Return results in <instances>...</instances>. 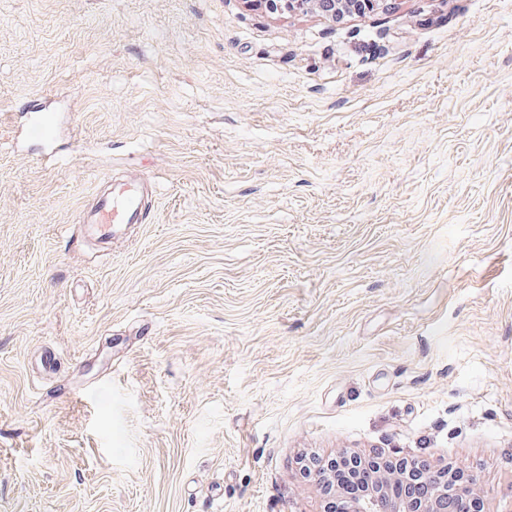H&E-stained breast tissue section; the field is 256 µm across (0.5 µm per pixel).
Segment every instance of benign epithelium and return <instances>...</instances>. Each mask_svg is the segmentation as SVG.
I'll list each match as a JSON object with an SVG mask.
<instances>
[{"label":"benign epithelium","mask_w":512,"mask_h":512,"mask_svg":"<svg viewBox=\"0 0 512 512\" xmlns=\"http://www.w3.org/2000/svg\"><path fill=\"white\" fill-rule=\"evenodd\" d=\"M247 7L307 13L333 20L390 7L389 0H242ZM301 470L323 489L327 512H486L475 475L464 469L435 470L424 459L374 456L343 450L327 460L305 458Z\"/></svg>","instance_id":"benign-epithelium-1"}]
</instances>
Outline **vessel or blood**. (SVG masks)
Here are the masks:
<instances>
[{
  "label": "vessel or blood",
  "mask_w": 512,
  "mask_h": 512,
  "mask_svg": "<svg viewBox=\"0 0 512 512\" xmlns=\"http://www.w3.org/2000/svg\"><path fill=\"white\" fill-rule=\"evenodd\" d=\"M145 220L143 187L140 182L113 184L98 192L96 205L83 218L96 234L114 237L132 224Z\"/></svg>",
  "instance_id": "b4317fda"
}]
</instances>
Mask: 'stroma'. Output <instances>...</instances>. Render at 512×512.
Returning a JSON list of instances; mask_svg holds the SVG:
<instances>
[{
    "label": "stroma",
    "mask_w": 512,
    "mask_h": 512,
    "mask_svg": "<svg viewBox=\"0 0 512 512\" xmlns=\"http://www.w3.org/2000/svg\"><path fill=\"white\" fill-rule=\"evenodd\" d=\"M345 449L512 512V0H0V512H322ZM392 1L396 0H242L249 8L264 5L273 13H307L315 9L333 20H341L354 12L385 9L393 5ZM96 196V205L86 213L83 224L101 237H116L130 224H143L146 219L140 182L111 183Z\"/></svg>",
    "instance_id": "obj_1"
}]
</instances>
